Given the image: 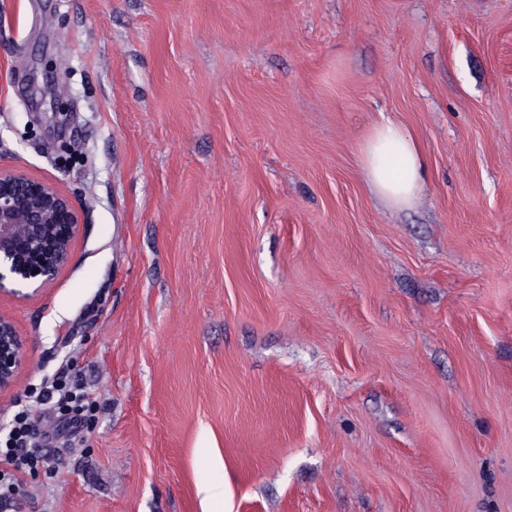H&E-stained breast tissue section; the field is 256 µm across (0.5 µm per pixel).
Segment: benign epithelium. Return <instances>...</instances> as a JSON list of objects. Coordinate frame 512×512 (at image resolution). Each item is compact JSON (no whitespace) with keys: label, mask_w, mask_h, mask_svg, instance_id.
Wrapping results in <instances>:
<instances>
[{"label":"benign epithelium","mask_w":512,"mask_h":512,"mask_svg":"<svg viewBox=\"0 0 512 512\" xmlns=\"http://www.w3.org/2000/svg\"><path fill=\"white\" fill-rule=\"evenodd\" d=\"M81 214L55 183L0 168V293L5 281L41 286L69 263ZM24 344L12 317L0 313V392L13 389Z\"/></svg>","instance_id":"7a95c632"}]
</instances>
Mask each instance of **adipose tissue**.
Instances as JSON below:
<instances>
[{
  "instance_id": "adipose-tissue-1",
  "label": "adipose tissue",
  "mask_w": 512,
  "mask_h": 512,
  "mask_svg": "<svg viewBox=\"0 0 512 512\" xmlns=\"http://www.w3.org/2000/svg\"><path fill=\"white\" fill-rule=\"evenodd\" d=\"M371 190L387 203L403 207L418 198L426 173L421 148L406 129L385 121L371 131L361 155Z\"/></svg>"
}]
</instances>
